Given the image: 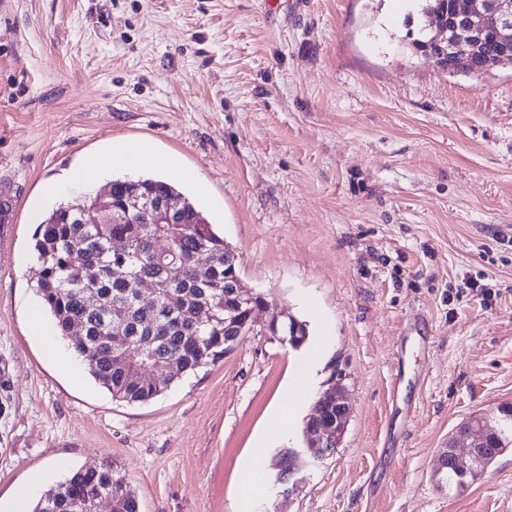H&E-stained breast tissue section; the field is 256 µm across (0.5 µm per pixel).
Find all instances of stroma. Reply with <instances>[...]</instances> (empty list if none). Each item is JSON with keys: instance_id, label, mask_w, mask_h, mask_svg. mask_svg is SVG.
<instances>
[{"instance_id": "1", "label": "stroma", "mask_w": 512, "mask_h": 512, "mask_svg": "<svg viewBox=\"0 0 512 512\" xmlns=\"http://www.w3.org/2000/svg\"><path fill=\"white\" fill-rule=\"evenodd\" d=\"M422 0H0V170L17 220L0 243V499L34 473L113 464L141 512H234L264 445L255 512H512V455L465 488L435 474L467 418L512 401V64L429 62ZM135 140L192 172L263 320L233 351L127 403L72 381L40 307L34 234L69 176ZM60 182L58 195L43 191ZM68 350L44 353L45 340ZM351 414L310 456L303 426L332 382ZM298 396L297 421L274 416ZM295 450L293 476L277 462ZM299 337L296 342L288 343L289 340L292 341L296 336H288V326L291 322H279L277 318H272L269 322L265 324L266 330L274 340H277L281 344H288L293 349L301 348L307 341L308 332L306 324L303 321H299Z\"/></svg>"}]
</instances>
